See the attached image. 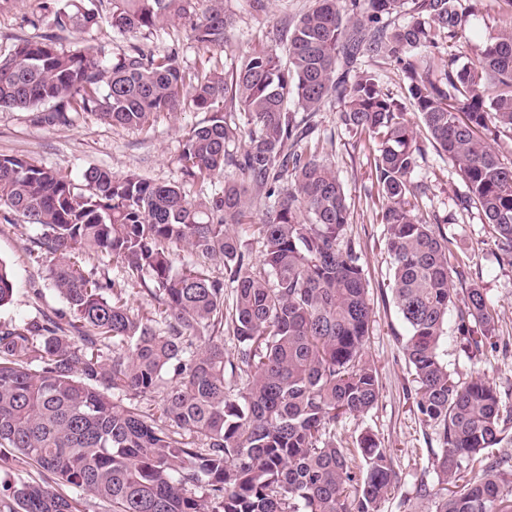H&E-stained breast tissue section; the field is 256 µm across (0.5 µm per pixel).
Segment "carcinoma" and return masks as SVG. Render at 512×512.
<instances>
[{"instance_id":"obj_1","label":"carcinoma","mask_w":512,"mask_h":512,"mask_svg":"<svg viewBox=\"0 0 512 512\" xmlns=\"http://www.w3.org/2000/svg\"><path fill=\"white\" fill-rule=\"evenodd\" d=\"M113 31L136 37L180 22L190 39L223 50L224 0H110ZM409 5L407 20L384 18ZM480 0H313L297 24L273 30L230 68L191 69L178 53L136 44L63 50L21 40L0 54V108L70 126L87 114L144 129L182 109L209 114L182 139L185 181H222L192 200L178 185L89 167L76 181L29 158L0 155V209L39 230L36 258L65 308L0 326V448L15 464L102 503L108 512H379L392 461L367 432L336 425L376 405L366 358L372 309L351 212L335 167L299 144L312 118L339 107L345 129L378 145L375 184L386 201L392 297L416 406L434 428L437 481L417 493L430 512H512V472L485 455L508 417L497 388L456 380L440 353L454 336L467 357L495 335L484 289L459 293L452 244L416 214L414 174L432 147L466 184L464 209L492 226L512 266V15L471 66L453 53ZM57 29L98 22L86 0L53 11ZM448 56L436 75L431 58ZM367 57L390 62L407 95L383 91ZM262 243L252 260L237 228ZM189 258L177 262L179 251ZM105 254L119 284L81 266ZM224 273L216 275L214 269ZM15 278L0 260V308ZM149 297L152 316L130 304ZM238 342L226 363L224 337ZM470 470L468 479L461 470ZM453 490H448V486ZM0 512H82L77 497L20 478Z\"/></svg>"}]
</instances>
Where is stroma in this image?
<instances>
[{
	"instance_id": "35a3bbf8",
	"label": "stroma",
	"mask_w": 512,
	"mask_h": 512,
	"mask_svg": "<svg viewBox=\"0 0 512 512\" xmlns=\"http://www.w3.org/2000/svg\"><path fill=\"white\" fill-rule=\"evenodd\" d=\"M39 3L0 0L1 54L23 39L50 38L66 50L77 46L92 50L105 44L116 53L130 43L104 20L81 33L59 31L52 15L41 11ZM224 5L233 15V24L219 57L228 64L265 41L273 27L297 22L312 0H267V9L261 13L252 11L248 0H224ZM506 11L503 0H482L481 9L471 19L459 64L476 63L485 36L500 24ZM143 44L161 53L177 51L182 64L191 67L208 64V53L199 50L188 31L177 25L148 36ZM204 118V113L185 110L160 117L149 128L130 130L82 115L73 126L48 127L36 124L28 112L3 108L0 154L33 158L74 177L91 166L118 175L134 172L157 183L181 185L194 199L210 193L211 187L184 182L175 158L184 133ZM315 121L322 154L335 165L351 210L348 235L361 255L372 307L366 352L379 378L374 409L365 416L345 419L339 430L347 436L370 432L387 449L395 472L394 488L382 501L380 512H429L430 504L418 495L417 487L423 480L435 482L432 461L440 441L436 430L423 424L408 390L410 374L399 342L407 328L392 299L387 230L380 222L384 201L375 195L376 145L348 133L335 111L318 113ZM417 180L425 187L418 199L419 217L452 236L456 252L465 261V284H480L499 315L497 347L486 358L468 360L452 337L443 345L444 358L456 379L482 378L496 386L503 402L511 405L512 266L499 263L491 225L481 223L477 212L463 209L461 200L467 188L434 148H427ZM36 234L34 227H15L0 219V259L11 266L16 282L12 304L0 309V325H14L65 306L48 279L45 264L36 262L31 253Z\"/></svg>"
}]
</instances>
